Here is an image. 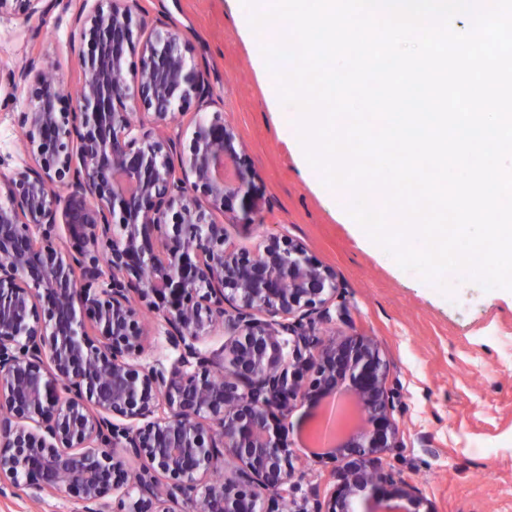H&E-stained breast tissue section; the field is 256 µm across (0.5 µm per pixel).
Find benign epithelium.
<instances>
[{
	"mask_svg": "<svg viewBox=\"0 0 512 512\" xmlns=\"http://www.w3.org/2000/svg\"><path fill=\"white\" fill-rule=\"evenodd\" d=\"M59 5L77 83L33 56L0 67V106L29 101L26 160L0 174V477L33 499L73 491L83 512H112L116 493L117 512H280L296 467L278 416L301 398L326 404L316 430L337 481L312 512L360 496L432 512L381 461L400 429L379 344L312 334L332 321L334 272L276 236L225 246L220 216L253 223L258 188L222 113L184 143L177 116L210 94L191 44L138 0H0V20ZM59 224L67 246L51 241ZM147 312L178 351L168 367L129 362ZM215 328L224 346L207 356Z\"/></svg>",
	"mask_w": 512,
	"mask_h": 512,
	"instance_id": "7a95c632",
	"label": "benign epithelium"
}]
</instances>
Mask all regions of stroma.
<instances>
[{
    "label": "stroma",
    "instance_id": "stroma-1",
    "mask_svg": "<svg viewBox=\"0 0 512 512\" xmlns=\"http://www.w3.org/2000/svg\"><path fill=\"white\" fill-rule=\"evenodd\" d=\"M148 18L175 24L207 80L211 111L236 130L256 174V223L225 221L227 245L255 249L275 235L303 246L335 271L333 321L316 334H364L380 345L398 392L394 417L402 446L385 462L415 486L434 512H512V291L466 280L452 293L403 270L348 214L309 165L289 107L263 62L259 36L241 0H139ZM71 16L18 15L0 22V63L35 56L62 82L79 76L70 50ZM26 94L0 108V157L24 158L14 113ZM310 408L294 401L282 420L296 456V501H328L336 487L331 461L316 457ZM68 491L31 500L0 482V512H81Z\"/></svg>",
    "mask_w": 512,
    "mask_h": 512
}]
</instances>
